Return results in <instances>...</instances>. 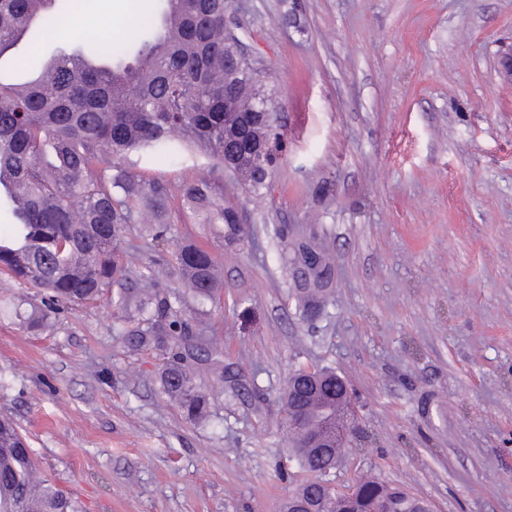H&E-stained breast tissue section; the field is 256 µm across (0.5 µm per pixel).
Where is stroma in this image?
I'll list each match as a JSON object with an SVG mask.
<instances>
[{
	"label": "stroma",
	"instance_id": "stroma-1",
	"mask_svg": "<svg viewBox=\"0 0 512 512\" xmlns=\"http://www.w3.org/2000/svg\"><path fill=\"white\" fill-rule=\"evenodd\" d=\"M159 0H81L44 56L135 39ZM227 20L278 92L287 149L268 190L225 179L244 242L172 211L178 241L223 267L201 367L206 416L159 396L162 360L128 351L104 303L53 333L0 314V414L84 512H278L307 474L287 454L281 395L300 366L349 383L362 473L434 512H512V0H228ZM318 213L336 256L326 315L305 322L274 228ZM244 387L231 393L222 372Z\"/></svg>",
	"mask_w": 512,
	"mask_h": 512
}]
</instances>
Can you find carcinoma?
I'll list each match as a JSON object with an SVG mask.
<instances>
[{"label":"carcinoma","instance_id":"obj_1","mask_svg":"<svg viewBox=\"0 0 512 512\" xmlns=\"http://www.w3.org/2000/svg\"><path fill=\"white\" fill-rule=\"evenodd\" d=\"M160 15L141 24L137 40H106L62 48L24 83L0 79V179L15 222L0 231V271L43 291L41 304L12 313L34 332L50 330L63 308L109 295L116 335L132 350L166 359L162 393L189 418L204 414L209 395L193 382L190 363L220 362L210 336L207 304L222 288L216 257L194 242L171 243L169 212L212 224L234 239L239 207L224 197V174L253 191L267 189L284 149L280 104L256 62L225 20V0H163ZM58 0H0V57L32 29L61 21ZM233 94L224 99V91ZM192 149L210 160L207 173L174 183L132 173L129 153L157 163ZM134 224L150 244L127 262L119 245ZM282 260L292 276L300 316L325 310L336 282L329 243L294 225L279 228ZM175 265L177 288L162 281ZM331 367L299 368L282 404L307 417L302 434L286 432L288 450L311 478L292 495L319 512H421V498L362 475L352 496L321 483L344 448L307 447L320 424L328 391L341 389ZM0 512H82L36 464L14 420L0 415Z\"/></svg>","mask_w":512,"mask_h":512}]
</instances>
